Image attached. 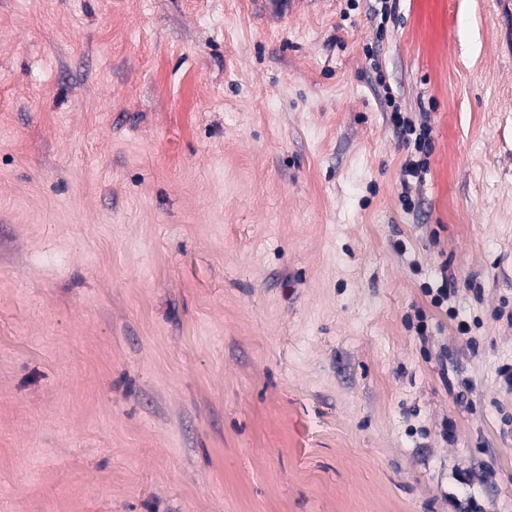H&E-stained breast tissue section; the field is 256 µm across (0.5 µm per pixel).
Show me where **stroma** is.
Masks as SVG:
<instances>
[{
    "label": "stroma",
    "mask_w": 512,
    "mask_h": 512,
    "mask_svg": "<svg viewBox=\"0 0 512 512\" xmlns=\"http://www.w3.org/2000/svg\"><path fill=\"white\" fill-rule=\"evenodd\" d=\"M378 8L0 0V512H512V11ZM388 104V106L392 108L390 111L392 124L398 133L410 146L413 143V149L415 152H427L430 145L429 128L422 124L419 126L417 133L416 126L407 116L404 115L405 112H401L399 108L394 105L392 98L388 99Z\"/></svg>",
    "instance_id": "35a3bbf8"
}]
</instances>
